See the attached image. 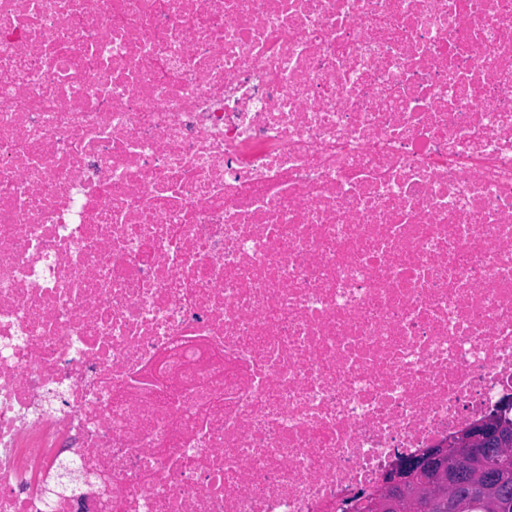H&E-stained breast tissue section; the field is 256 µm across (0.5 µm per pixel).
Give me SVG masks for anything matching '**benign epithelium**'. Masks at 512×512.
Masks as SVG:
<instances>
[{
    "mask_svg": "<svg viewBox=\"0 0 512 512\" xmlns=\"http://www.w3.org/2000/svg\"><path fill=\"white\" fill-rule=\"evenodd\" d=\"M511 410L507 404L433 448L397 457L381 473L377 487L350 497V510L427 512L437 505L444 512H462L465 504L455 495V488L466 485L471 498L489 503L491 512H512V500L499 495L506 477L481 465L483 457L494 451L512 452Z\"/></svg>",
    "mask_w": 512,
    "mask_h": 512,
    "instance_id": "obj_1",
    "label": "benign epithelium"
}]
</instances>
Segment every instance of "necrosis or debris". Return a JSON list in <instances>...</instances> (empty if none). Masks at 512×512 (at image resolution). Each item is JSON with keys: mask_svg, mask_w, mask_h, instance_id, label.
Segmentation results:
<instances>
[{"mask_svg": "<svg viewBox=\"0 0 512 512\" xmlns=\"http://www.w3.org/2000/svg\"><path fill=\"white\" fill-rule=\"evenodd\" d=\"M512 396V0H0V512H347Z\"/></svg>", "mask_w": 512, "mask_h": 512, "instance_id": "1", "label": "necrosis or debris"}]
</instances>
